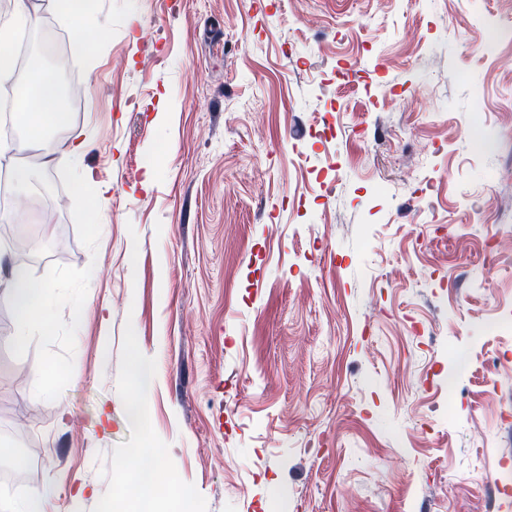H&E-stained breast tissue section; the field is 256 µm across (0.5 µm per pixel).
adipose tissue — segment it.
Returning a JSON list of instances; mask_svg holds the SVG:
<instances>
[{
  "label": "adipose tissue",
  "instance_id": "obj_1",
  "mask_svg": "<svg viewBox=\"0 0 512 512\" xmlns=\"http://www.w3.org/2000/svg\"><path fill=\"white\" fill-rule=\"evenodd\" d=\"M56 83L57 77L53 71L40 72L34 93L18 103L19 114L30 138L20 142L1 139L0 157L25 151L30 148L33 140L67 125V113L62 112L49 94ZM0 297L6 298L19 315L18 327L12 336L14 343H23L34 332L43 329L48 297L46 285L32 280L25 270L16 267L5 281L0 282Z\"/></svg>",
  "mask_w": 512,
  "mask_h": 512
}]
</instances>
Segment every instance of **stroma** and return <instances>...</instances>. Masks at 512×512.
<instances>
[{
  "label": "stroma",
  "mask_w": 512,
  "mask_h": 512,
  "mask_svg": "<svg viewBox=\"0 0 512 512\" xmlns=\"http://www.w3.org/2000/svg\"><path fill=\"white\" fill-rule=\"evenodd\" d=\"M57 2L27 56L87 108L24 158L58 219L0 208L50 292L21 348L0 301V512H131L155 451L162 512H512V0H97L88 61ZM84 154L83 144H61L54 152L51 161L58 164H64L74 169H82ZM132 369L138 380V391L135 392L134 396L130 398L125 405V411L128 418L132 421H140L142 419V402L144 397L148 393V383L150 371L148 362L134 358L132 361ZM49 493L46 488L33 489L15 506L13 512H45Z\"/></svg>",
  "instance_id": "1"
}]
</instances>
